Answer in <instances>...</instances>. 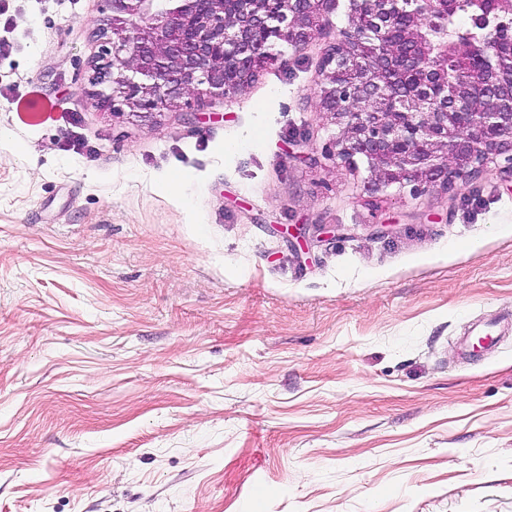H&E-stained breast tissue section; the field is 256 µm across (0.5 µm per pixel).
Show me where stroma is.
<instances>
[{
  "label": "stroma",
  "instance_id": "stroma-1",
  "mask_svg": "<svg viewBox=\"0 0 512 512\" xmlns=\"http://www.w3.org/2000/svg\"><path fill=\"white\" fill-rule=\"evenodd\" d=\"M103 6L0 0V512H512V180L334 158L349 0L148 117L93 102Z\"/></svg>",
  "mask_w": 512,
  "mask_h": 512
}]
</instances>
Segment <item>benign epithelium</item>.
Instances as JSON below:
<instances>
[{"mask_svg": "<svg viewBox=\"0 0 512 512\" xmlns=\"http://www.w3.org/2000/svg\"><path fill=\"white\" fill-rule=\"evenodd\" d=\"M96 28L92 97L146 114L186 95L225 97L251 83L286 43L301 49L322 33L336 0H104ZM351 0L348 26L323 60L319 98L339 128L334 156L367 165V191L412 183L445 188L478 177L499 158L512 178V79L448 86V3ZM409 9L400 40L393 13ZM418 73L415 82L405 79ZM400 100L403 112L372 103Z\"/></svg>", "mask_w": 512, "mask_h": 512, "instance_id": "benign-epithelium-1", "label": "benign epithelium"}]
</instances>
